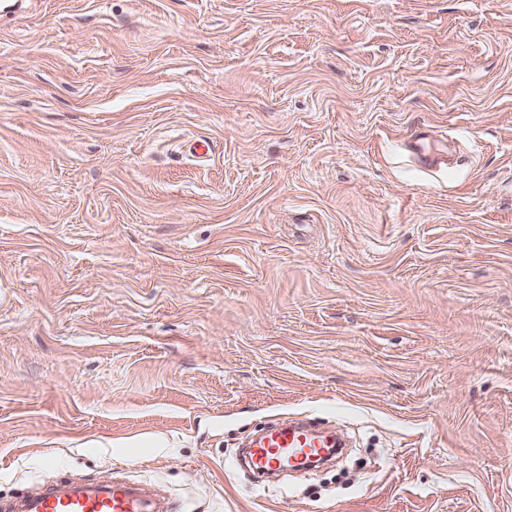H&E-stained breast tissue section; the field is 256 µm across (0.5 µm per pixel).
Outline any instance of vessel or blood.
Here are the masks:
<instances>
[{"instance_id":"1","label":"vessel or blood","mask_w":512,"mask_h":512,"mask_svg":"<svg viewBox=\"0 0 512 512\" xmlns=\"http://www.w3.org/2000/svg\"><path fill=\"white\" fill-rule=\"evenodd\" d=\"M326 436L295 423L274 429L249 450L251 466L272 472L300 458L322 455ZM0 512H158L145 490L126 480L81 483L64 477L40 485L18 499L0 502Z\"/></svg>"}]
</instances>
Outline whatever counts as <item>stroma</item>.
<instances>
[{
    "instance_id": "35a3bbf8",
    "label": "stroma",
    "mask_w": 512,
    "mask_h": 512,
    "mask_svg": "<svg viewBox=\"0 0 512 512\" xmlns=\"http://www.w3.org/2000/svg\"><path fill=\"white\" fill-rule=\"evenodd\" d=\"M295 418L347 482L251 480ZM106 470L512 512V0H0V497Z\"/></svg>"
}]
</instances>
